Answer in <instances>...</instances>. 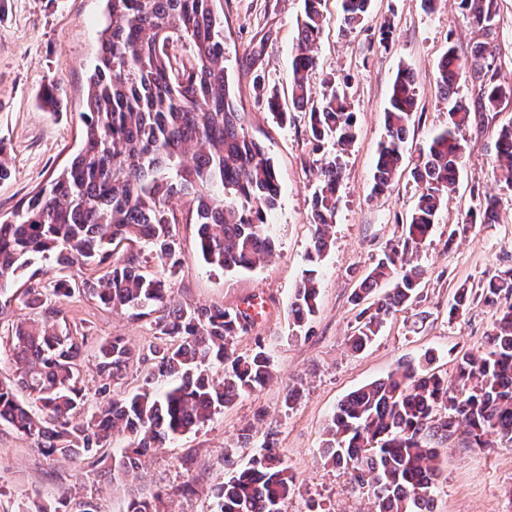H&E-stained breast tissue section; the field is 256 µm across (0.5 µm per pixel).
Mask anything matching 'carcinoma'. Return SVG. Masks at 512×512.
Wrapping results in <instances>:
<instances>
[{"label":"carcinoma","mask_w":512,"mask_h":512,"mask_svg":"<svg viewBox=\"0 0 512 512\" xmlns=\"http://www.w3.org/2000/svg\"><path fill=\"white\" fill-rule=\"evenodd\" d=\"M108 22L101 33L98 63L89 77L81 148L48 186L23 200L12 217L0 219V319L14 301L39 311L43 319L12 323L3 340L13 377L0 380V426L31 439L48 456L72 461L95 457L109 439L125 436L130 447L112 457V478L138 477L141 457L205 425L238 398L262 387L272 363L261 341L249 354L232 350L247 329V314L176 300L168 280L183 264L175 225H198V249L209 265L224 271L251 269L272 251L268 214L276 208L280 185L271 158L243 127L237 95L224 67V0H106ZM325 0H304V14L292 60L294 104L308 109L311 143L328 141L334 153L321 159L312 194L313 243L295 289L292 312L303 327L316 313L318 270L330 242L340 159L354 142L356 116L346 88L327 82L314 99L309 76L326 23ZM345 29L368 16L372 0H338ZM463 19L488 36L499 21L498 0H459ZM477 84L480 108L493 110L512 94L497 64L491 41L476 43L465 56L454 47L440 59L436 84L448 100V125L423 148L411 170L423 191L401 235L385 249L355 289L362 308L352 349L378 336L387 318L412 303L420 286L413 265L438 212L455 191L465 133L472 122L469 103L458 97L462 80ZM417 112L416 77L403 69L395 78L385 109V137L377 150V192L388 189L399 171L403 144ZM496 182L512 187V124L501 129ZM184 200L176 212L172 198ZM499 222V200L487 195L469 211L472 224ZM145 243L157 262L152 275L141 272ZM126 244L128 249L118 252ZM60 269L108 267L84 291L100 303L149 319L155 342L140 356L120 336L101 341L95 354L99 395L104 405L77 419L85 409L79 387V359L88 336L57 330L47 319L56 313L51 297L71 294L70 281L54 288L27 276L37 261ZM28 277L21 292L13 284ZM512 295V273L486 277L477 286H460L450 314L476 300L497 304ZM150 363L141 388L119 395L130 365ZM224 364V379L210 378L205 366ZM433 355L400 364L386 377L348 394L337 406L322 440L325 462L345 470L365 490L370 512H432L438 477L437 447L455 436L471 448L512 443V305L501 309L480 354H464L454 375L431 370ZM166 384L162 391L157 382ZM25 393L39 412L19 400ZM231 467L212 488L213 512H282L295 490L284 455L270 439L249 465Z\"/></svg>","instance_id":"carcinoma-1"}]
</instances>
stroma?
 Returning a JSON list of instances; mask_svg holds the SVG:
<instances>
[{
  "label": "stroma",
  "mask_w": 512,
  "mask_h": 512,
  "mask_svg": "<svg viewBox=\"0 0 512 512\" xmlns=\"http://www.w3.org/2000/svg\"><path fill=\"white\" fill-rule=\"evenodd\" d=\"M330 23L318 44V67L310 75L315 92L325 79L349 81L356 114V140L341 159L332 244L320 268L319 304L304 327L293 324L291 302L305 267L314 228L309 222L311 195L321 158L310 142L308 116L291 101L289 75L298 42L303 0H224V64L241 93L248 136L272 158L281 194L272 222L274 252L251 271L227 272L206 264L197 247V227L180 224L177 239L184 262L169 288L180 300L200 306L241 310L251 316L248 333L235 339L237 353L262 342L274 375L259 390L239 398L204 427L155 448L143 458L140 476L113 482L109 461L91 464L41 454L26 437L0 427V494L28 506L50 507L60 495L72 500L94 496L102 512H124L130 498L162 492L160 512H211V488L223 481L222 457L233 449L246 466L266 433H273L296 477L297 488L284 512H366V498L344 470L325 464L319 453L324 428L338 403L350 392L380 379L401 362L432 353L434 371L452 375L459 356L485 348L498 310L477 301L459 317L448 307L460 284L512 269V190L496 185L491 172L498 136L512 123V96L497 108L474 113L455 193L444 202L421 250L417 301L390 316L366 349L348 344L358 306L351 296L359 278L396 238L421 191L411 169L420 150L448 121V106L435 82L436 65L448 48L469 53L481 30L466 23L457 0H438L428 10L422 0H373L369 18L352 33L341 34L337 0H327ZM391 24L390 43L379 28ZM106 25L104 0H0V155L8 175L0 180V215L10 216L18 202L45 186L70 161L81 142L88 78ZM417 79L418 109L403 148V167L390 191H374L378 144L385 136L384 110L399 69ZM55 86L56 103L46 105L44 87ZM276 94L289 119L279 124L266 107ZM487 194L497 195L501 220L478 224L456 240L452 225ZM55 325L86 326L91 341L83 348L80 385L88 408H96L99 380L96 342L123 337L134 350L148 348V322L100 304L82 291L54 299ZM301 396L284 405L291 387ZM254 425L252 444L237 439ZM192 457V468L181 461ZM440 478L433 493L434 512H512V447L470 448L444 445ZM197 492L182 495L185 481Z\"/></svg>",
  "instance_id": "1"
}]
</instances>
